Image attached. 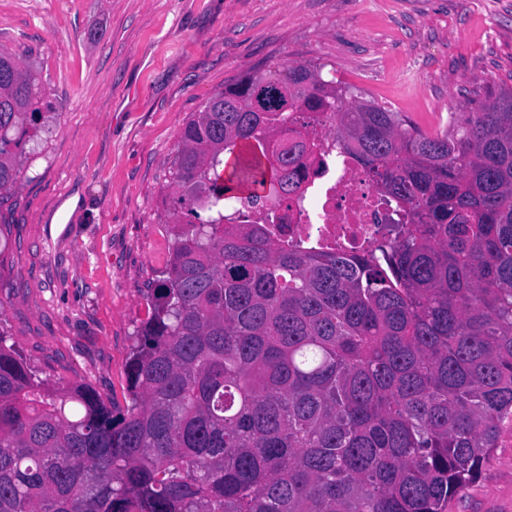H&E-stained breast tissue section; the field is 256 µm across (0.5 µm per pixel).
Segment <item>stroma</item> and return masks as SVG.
I'll return each instance as SVG.
<instances>
[{
    "mask_svg": "<svg viewBox=\"0 0 512 512\" xmlns=\"http://www.w3.org/2000/svg\"><path fill=\"white\" fill-rule=\"evenodd\" d=\"M0 49L57 110L0 231V330L41 379L121 407L188 118L243 71L299 62L444 130L512 90V0H0ZM448 512H512V426Z\"/></svg>",
    "mask_w": 512,
    "mask_h": 512,
    "instance_id": "obj_1",
    "label": "stroma"
}]
</instances>
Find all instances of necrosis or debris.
Segmentation results:
<instances>
[{
  "label": "necrosis or debris",
  "instance_id": "necrosis-or-debris-1",
  "mask_svg": "<svg viewBox=\"0 0 512 512\" xmlns=\"http://www.w3.org/2000/svg\"><path fill=\"white\" fill-rule=\"evenodd\" d=\"M292 127L311 139L309 173L300 194L269 202L239 196L224 207L228 224H257L282 244L303 250L377 254L412 214L382 192L373 174L349 154L328 112H292Z\"/></svg>",
  "mask_w": 512,
  "mask_h": 512
}]
</instances>
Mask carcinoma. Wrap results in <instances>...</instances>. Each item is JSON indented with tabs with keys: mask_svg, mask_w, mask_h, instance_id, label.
Returning a JSON list of instances; mask_svg holds the SVG:
<instances>
[{
	"mask_svg": "<svg viewBox=\"0 0 512 512\" xmlns=\"http://www.w3.org/2000/svg\"><path fill=\"white\" fill-rule=\"evenodd\" d=\"M41 73L0 52V193L49 132ZM415 217L380 264L224 223L301 188L308 132ZM170 260L129 403L37 377L0 332V512H448L512 424V92L422 132L304 64L248 71L185 123Z\"/></svg>",
	"mask_w": 512,
	"mask_h": 512,
	"instance_id": "cac0c4a2",
	"label": "carcinoma"
}]
</instances>
